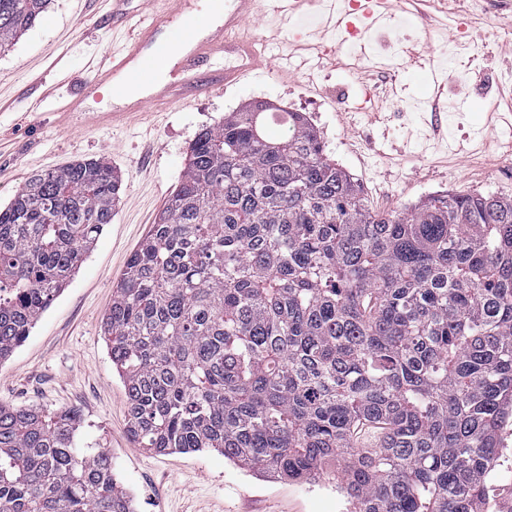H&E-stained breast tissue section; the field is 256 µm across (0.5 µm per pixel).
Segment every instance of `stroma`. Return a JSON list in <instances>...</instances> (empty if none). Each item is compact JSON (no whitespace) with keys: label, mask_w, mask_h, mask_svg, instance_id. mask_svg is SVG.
I'll list each match as a JSON object with an SVG mask.
<instances>
[{"label":"stroma","mask_w":512,"mask_h":512,"mask_svg":"<svg viewBox=\"0 0 512 512\" xmlns=\"http://www.w3.org/2000/svg\"><path fill=\"white\" fill-rule=\"evenodd\" d=\"M110 0H50L33 26L0 53V207L34 174L83 159L107 160L122 182L112 222L29 338L0 362V404L53 412L74 409L91 439L109 451L136 512H350L335 471L307 483L252 472L217 451L158 454L127 434L126 392L112 366L103 318L131 254L177 188L198 133L256 101L305 113L326 153L357 178L377 207L398 211L442 191L512 198V160L498 143L512 111V0H429L437 18L422 27L397 9L359 20L361 40L330 59L314 48L329 10L317 0L307 16L284 22L264 13L245 37L263 55L305 45L312 75L258 70L236 86L184 108L102 123L56 112L70 77L84 76L124 30L104 25ZM485 52L461 64L452 52L457 22Z\"/></svg>","instance_id":"stroma-1"}]
</instances>
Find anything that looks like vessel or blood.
Wrapping results in <instances>:
<instances>
[{"label": "vessel or blood", "mask_w": 512, "mask_h": 512, "mask_svg": "<svg viewBox=\"0 0 512 512\" xmlns=\"http://www.w3.org/2000/svg\"><path fill=\"white\" fill-rule=\"evenodd\" d=\"M166 10L150 22L139 23L131 41L109 51L88 76L70 88L62 105L66 112H83L99 90H107L118 103L107 110V117L120 122L130 114L144 112L153 104L181 107L199 95L231 85L256 66V51L240 33L255 16L256 0H226L224 22L205 35H198L193 0H167ZM395 0H353L350 12L341 13L337 27L354 31L351 12L364 17L394 8ZM234 54V65H223L225 54ZM168 70L167 81L156 82L160 70ZM132 84L149 88L146 96L126 100Z\"/></svg>", "instance_id": "obj_1"}]
</instances>
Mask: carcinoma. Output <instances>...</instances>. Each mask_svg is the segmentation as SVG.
I'll return each instance as SVG.
<instances>
[{
    "label": "carcinoma",
    "mask_w": 512,
    "mask_h": 512,
    "mask_svg": "<svg viewBox=\"0 0 512 512\" xmlns=\"http://www.w3.org/2000/svg\"><path fill=\"white\" fill-rule=\"evenodd\" d=\"M48 0H0V49ZM201 130L112 293L131 440L294 481L328 463L352 512H482L512 417V199L380 211L302 112ZM121 180L87 159L0 209V361L104 227ZM76 411L0 404V512H134Z\"/></svg>",
    "instance_id": "obj_1"
}]
</instances>
